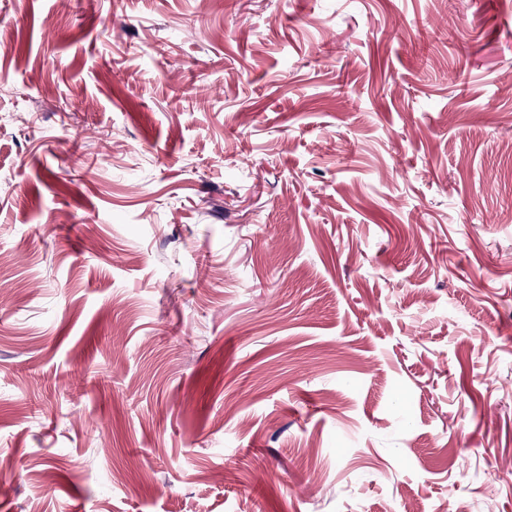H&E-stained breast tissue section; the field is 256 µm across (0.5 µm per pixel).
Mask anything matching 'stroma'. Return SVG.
Returning a JSON list of instances; mask_svg holds the SVG:
<instances>
[{"label": "stroma", "instance_id": "1", "mask_svg": "<svg viewBox=\"0 0 512 512\" xmlns=\"http://www.w3.org/2000/svg\"><path fill=\"white\" fill-rule=\"evenodd\" d=\"M0 27V512H512V0Z\"/></svg>", "mask_w": 512, "mask_h": 512}]
</instances>
